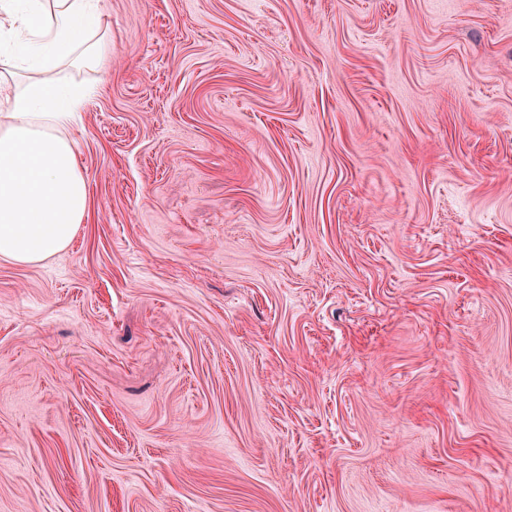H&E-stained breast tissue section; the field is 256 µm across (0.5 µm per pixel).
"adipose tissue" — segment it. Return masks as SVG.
<instances>
[{
  "label": "adipose tissue",
  "mask_w": 512,
  "mask_h": 512,
  "mask_svg": "<svg viewBox=\"0 0 512 512\" xmlns=\"http://www.w3.org/2000/svg\"><path fill=\"white\" fill-rule=\"evenodd\" d=\"M72 62L112 67L101 0H0V260L43 263L65 250L91 206L68 136L87 90L59 82Z\"/></svg>",
  "instance_id": "adipose-tissue-1"
}]
</instances>
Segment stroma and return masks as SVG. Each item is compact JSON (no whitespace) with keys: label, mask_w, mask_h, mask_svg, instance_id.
Listing matches in <instances>:
<instances>
[{"label":"stroma","mask_w":512,"mask_h":512,"mask_svg":"<svg viewBox=\"0 0 512 512\" xmlns=\"http://www.w3.org/2000/svg\"><path fill=\"white\" fill-rule=\"evenodd\" d=\"M102 10L0 512H512V0Z\"/></svg>","instance_id":"1"}]
</instances>
